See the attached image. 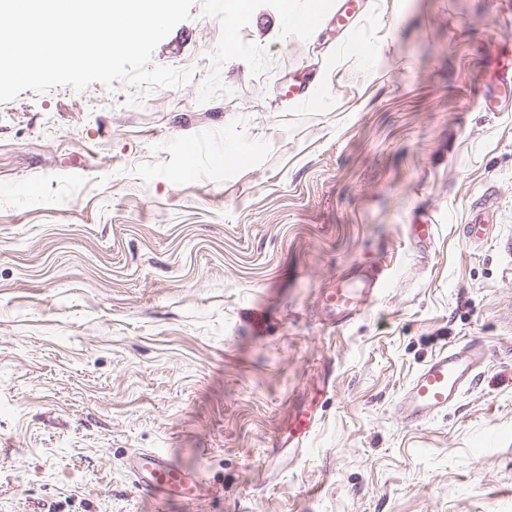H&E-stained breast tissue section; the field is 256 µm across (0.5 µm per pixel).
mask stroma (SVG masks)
I'll list each match as a JSON object with an SVG mask.
<instances>
[{
    "instance_id": "stroma-1",
    "label": "stroma",
    "mask_w": 512,
    "mask_h": 512,
    "mask_svg": "<svg viewBox=\"0 0 512 512\" xmlns=\"http://www.w3.org/2000/svg\"><path fill=\"white\" fill-rule=\"evenodd\" d=\"M500 3L354 0L343 29V0L230 24L195 0L151 58L191 81L0 103V512H512ZM374 265L391 287L336 327L326 293ZM472 341L457 403L403 424L410 379ZM154 448L204 472L195 502L134 490ZM317 417L313 410L297 412L288 424V444L296 451L306 448L309 436L316 425Z\"/></svg>"
}]
</instances>
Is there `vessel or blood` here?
<instances>
[{
  "mask_svg": "<svg viewBox=\"0 0 512 512\" xmlns=\"http://www.w3.org/2000/svg\"><path fill=\"white\" fill-rule=\"evenodd\" d=\"M389 276L376 272L365 290L353 292L344 288L330 291L326 303L336 314L337 323H344L362 312L366 302L381 294L388 286ZM489 359V350L479 343L444 349L425 363L402 391L396 406L400 420L417 425L447 411L471 384L476 370ZM313 411L296 413L288 424V442L295 450L306 448L316 425ZM134 486L142 494L159 502L178 500L190 503L203 489L200 472L186 470L170 462L159 450L134 452L127 461Z\"/></svg>",
  "mask_w": 512,
  "mask_h": 512,
  "instance_id": "b4317fda",
  "label": "vessel or blood"
}]
</instances>
